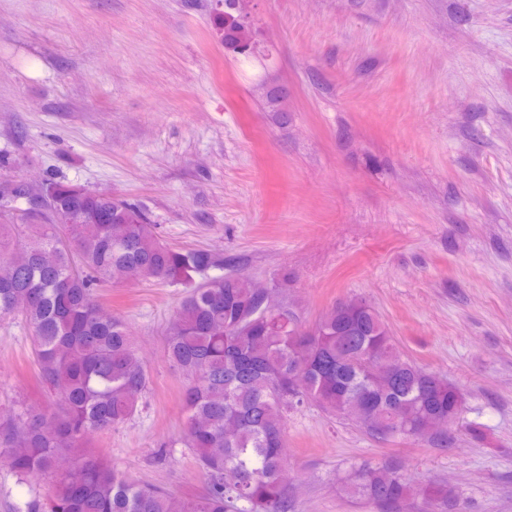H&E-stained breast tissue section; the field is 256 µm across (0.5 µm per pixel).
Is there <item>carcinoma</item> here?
<instances>
[{
    "instance_id": "obj_1",
    "label": "carcinoma",
    "mask_w": 512,
    "mask_h": 512,
    "mask_svg": "<svg viewBox=\"0 0 512 512\" xmlns=\"http://www.w3.org/2000/svg\"><path fill=\"white\" fill-rule=\"evenodd\" d=\"M240 9L214 17L232 53L252 33ZM52 216L0 224V319L20 315L32 339L38 376L56 412L29 411L0 426L5 462L21 478L53 476V490L26 512H288L281 481L288 413L307 404L351 421L378 439L428 438L436 416L459 422L460 390L417 366L396 346L378 312L361 298L327 309L307 327L267 308L271 291L244 274L208 276V250L163 242L134 204L97 193L72 194L46 179ZM191 286L166 339L165 359L183 376L186 414L180 443L205 478L200 496L182 500L137 482L89 448L139 410L149 384L125 322L103 314L100 288L114 282ZM381 512H398L412 494L393 464H365L343 488ZM448 508L442 484L421 489Z\"/></svg>"
}]
</instances>
